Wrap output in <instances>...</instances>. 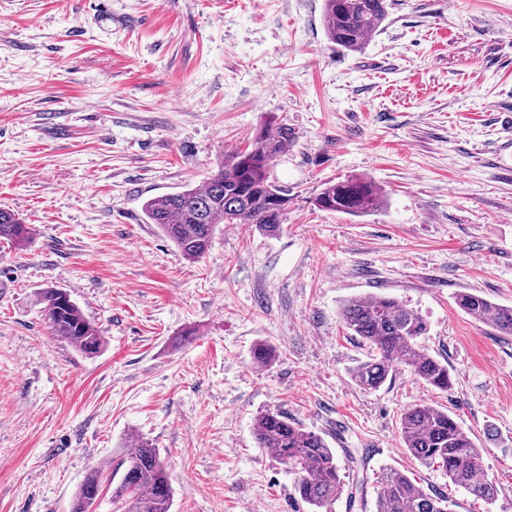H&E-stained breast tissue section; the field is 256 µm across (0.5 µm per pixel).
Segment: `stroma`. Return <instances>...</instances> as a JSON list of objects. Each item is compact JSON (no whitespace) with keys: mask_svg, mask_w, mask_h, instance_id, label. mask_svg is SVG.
<instances>
[{"mask_svg":"<svg viewBox=\"0 0 512 512\" xmlns=\"http://www.w3.org/2000/svg\"><path fill=\"white\" fill-rule=\"evenodd\" d=\"M389 3L350 52L323 0H0V207L33 228L0 242V512H71L93 469L95 512H116L112 469L137 438L167 468L171 512H310L254 441L267 411L335 451L332 512H375L389 468L452 512H512V336L455 302L512 306V0ZM272 116L295 136L272 165L281 231L225 224L186 260L144 202L202 184ZM352 177L381 209L314 205ZM43 288L96 324L99 354L51 335ZM375 294L425 318L451 390L404 368L375 390L352 381L369 348L339 310ZM418 403L483 444L492 502L402 448Z\"/></svg>","mask_w":512,"mask_h":512,"instance_id":"1","label":"stroma"}]
</instances>
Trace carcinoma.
Listing matches in <instances>:
<instances>
[{
    "label": "carcinoma",
    "mask_w": 512,
    "mask_h": 512,
    "mask_svg": "<svg viewBox=\"0 0 512 512\" xmlns=\"http://www.w3.org/2000/svg\"><path fill=\"white\" fill-rule=\"evenodd\" d=\"M387 16V0H324L328 39L343 50H362ZM293 144L294 133L288 125L267 123L203 185L147 200L143 205L146 222L157 225L184 258L192 261L207 253L222 224H252L270 234L278 232L286 220L290 198L272 179V163ZM313 202L324 211L364 215L380 209L384 196L374 182L356 177L325 184ZM31 236L30 225L11 210L0 208V241L21 246ZM39 303L57 340L85 355L101 351L104 337L68 292L46 288L39 293ZM456 305L472 318L492 325L497 334L512 336L511 306L468 291L457 294ZM339 315L350 334L371 350V357L351 370L357 386L376 390L404 367L434 389H451L453 374L448 363L418 344V338L427 332L425 319L399 300L384 295L358 296L346 301ZM253 434L258 447L272 450L278 460L297 470L295 493L300 500L312 512H331L344 484L336 454L326 439L278 412L258 415ZM400 439L416 460L442 468L451 483L468 494L488 502L496 498L498 488L482 464L484 449L447 412L424 403L408 407L400 419ZM115 471L120 478L112 497L122 512H171L169 476L149 442L135 440ZM100 487L96 469L79 487L73 512H91ZM375 510L450 512L446 497L426 492L397 470L383 475Z\"/></svg>",
    "instance_id": "cac0c4a2"
}]
</instances>
